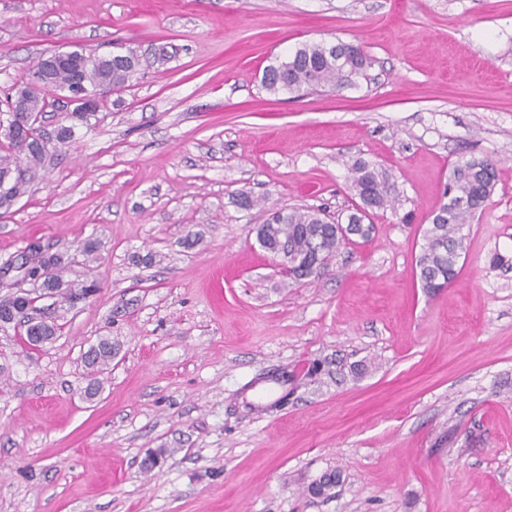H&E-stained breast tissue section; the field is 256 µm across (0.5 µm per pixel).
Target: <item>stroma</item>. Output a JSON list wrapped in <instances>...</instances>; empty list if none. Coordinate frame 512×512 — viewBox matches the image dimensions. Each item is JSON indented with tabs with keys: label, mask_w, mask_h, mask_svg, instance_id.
Instances as JSON below:
<instances>
[{
	"label": "stroma",
	"mask_w": 512,
	"mask_h": 512,
	"mask_svg": "<svg viewBox=\"0 0 512 512\" xmlns=\"http://www.w3.org/2000/svg\"><path fill=\"white\" fill-rule=\"evenodd\" d=\"M306 42L371 65L267 91ZM120 44L138 78L0 213V257L37 240L101 285L41 349L0 332V512H512V0H0V90L48 51ZM471 158L496 185L428 295L422 231ZM359 161L394 208L318 279L282 278L257 226L346 216ZM112 362V340L109 337L100 338L97 343V349L94 351V355L89 358L88 361L84 359V366H88L92 368L93 378L91 379L90 386L91 391L88 394L89 398H93L99 388H100V379L99 377L104 374L105 370L108 369Z\"/></svg>",
	"instance_id": "1"
}]
</instances>
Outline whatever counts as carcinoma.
Returning a JSON list of instances; mask_svg holds the SVG:
<instances>
[{
	"label": "carcinoma",
	"instance_id": "carcinoma-1",
	"mask_svg": "<svg viewBox=\"0 0 512 512\" xmlns=\"http://www.w3.org/2000/svg\"><path fill=\"white\" fill-rule=\"evenodd\" d=\"M344 59L340 62L326 55L325 45L304 43L285 60L268 65L262 76L266 90L277 93L281 90L300 93L317 88H341L353 83L362 75L368 65L367 56L357 46L350 51H341ZM140 70L138 65H112L108 69L96 62L87 64L89 85L93 88L110 85L118 90L129 85ZM12 127L0 129V204L11 202L27 193L29 182L13 180L14 170L24 167L36 171L43 164L46 152L35 139L26 149L14 147ZM496 171L488 162L470 159L453 166L447 192L464 199L467 204H443L433 215L431 224L425 229L421 250L416 258V267L421 288L427 293L436 292L448 285L458 275V251L465 248L461 230L471 223L475 215L483 211L495 185ZM352 185L359 194L368 198L375 209L393 206L386 179L364 162L352 166ZM326 215L319 210L295 208L288 211L277 210L267 218L263 231L266 240L288 249L291 259L301 270L319 260L325 264L343 246V236L336 231V225L324 223ZM25 273L35 276L46 274L48 287L55 290L57 301L53 309L45 312L39 305L24 302L17 298H1L0 306L11 305L18 309L19 332L25 336H40L53 341L61 331L59 321L64 314L74 308L77 300H87L100 291L95 279L83 281L67 280L64 273L68 263L60 254L47 253L29 245L15 255ZM112 362V340L100 339L94 355L84 362L92 368L91 391L94 397L100 388V376Z\"/></svg>",
	"mask_w": 512,
	"mask_h": 512
}]
</instances>
